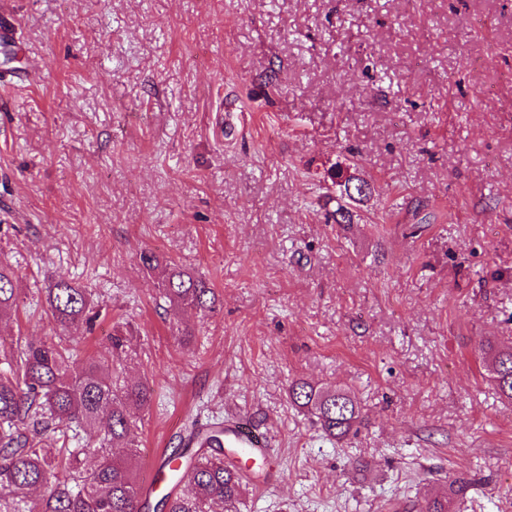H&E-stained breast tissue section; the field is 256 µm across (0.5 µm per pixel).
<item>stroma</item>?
Wrapping results in <instances>:
<instances>
[{"mask_svg": "<svg viewBox=\"0 0 512 512\" xmlns=\"http://www.w3.org/2000/svg\"><path fill=\"white\" fill-rule=\"evenodd\" d=\"M0 262L57 339L63 276L100 315L70 341L147 380L138 479L191 421L273 437L237 512H512V402L476 347L512 343V0H0ZM373 192L337 224V184ZM151 251L214 285L173 320ZM188 325L189 344L177 338ZM122 329L125 353L110 349ZM350 390L336 442L288 400Z\"/></svg>", "mask_w": 512, "mask_h": 512, "instance_id": "obj_1", "label": "stroma"}]
</instances>
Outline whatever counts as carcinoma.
<instances>
[{
  "label": "carcinoma",
  "instance_id": "cac0c4a2",
  "mask_svg": "<svg viewBox=\"0 0 512 512\" xmlns=\"http://www.w3.org/2000/svg\"><path fill=\"white\" fill-rule=\"evenodd\" d=\"M144 268L157 274L158 288L170 311L212 312L218 301L213 284L191 268L162 259L153 252L141 255ZM47 312L67 335L93 328L90 293L65 277L44 288ZM17 303L14 275L0 262V321L11 318ZM17 355L0 371V512H139L141 486L136 458L129 452L117 458L119 444L135 443L137 418L152 400L145 381L114 377L96 363L71 365L64 348L46 340L23 336L11 341ZM490 380L500 396L512 401V346L490 340L479 343ZM290 402L315 418L322 432L345 439L360 417L351 392L295 380L288 385ZM77 426L99 436L96 463L86 468V448L43 445L41 430L49 424ZM209 452L173 469L182 489L164 495L143 510L162 512H224L243 493L240 472L224 462V428L205 437Z\"/></svg>",
  "mask_w": 512,
  "mask_h": 512
}]
</instances>
